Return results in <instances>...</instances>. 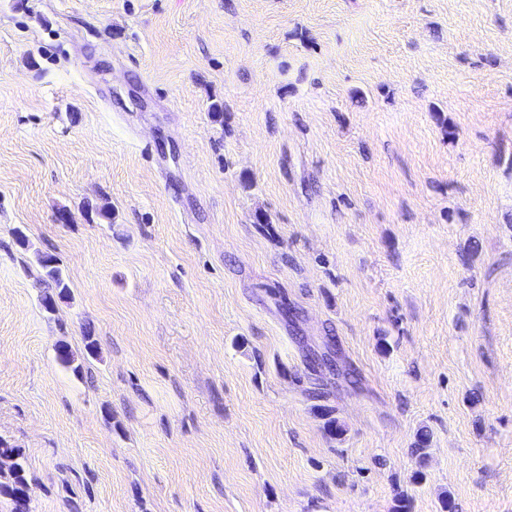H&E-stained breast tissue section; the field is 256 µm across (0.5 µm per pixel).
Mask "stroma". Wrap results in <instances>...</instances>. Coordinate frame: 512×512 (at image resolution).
<instances>
[{
	"instance_id": "35a3bbf8",
	"label": "stroma",
	"mask_w": 512,
	"mask_h": 512,
	"mask_svg": "<svg viewBox=\"0 0 512 512\" xmlns=\"http://www.w3.org/2000/svg\"><path fill=\"white\" fill-rule=\"evenodd\" d=\"M0 437L30 512H512V0H0ZM38 261L42 268V281L47 285V290L44 291L42 297V303L46 309L45 302H55V298L57 297L63 299L68 296L69 286L62 275L61 268L57 265L53 256L42 255L38 258Z\"/></svg>"
}]
</instances>
